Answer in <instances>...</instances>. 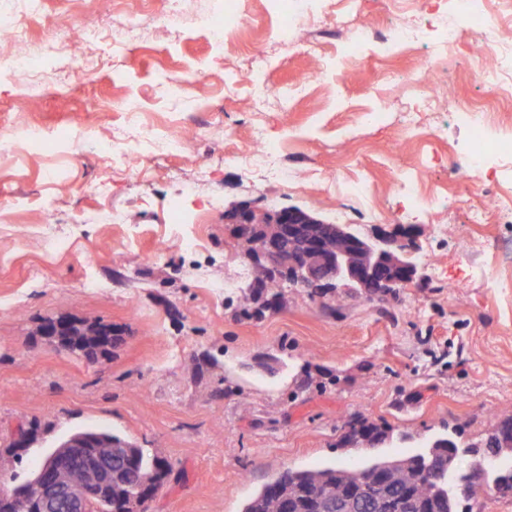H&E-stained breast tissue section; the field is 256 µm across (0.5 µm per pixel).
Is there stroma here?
<instances>
[{"mask_svg":"<svg viewBox=\"0 0 512 512\" xmlns=\"http://www.w3.org/2000/svg\"><path fill=\"white\" fill-rule=\"evenodd\" d=\"M169 7L152 0L124 44L100 42L85 75L71 58L38 55L70 8L46 0L27 21L44 77L33 89L11 78L13 49L0 45V137L35 127L50 142L0 152V473L27 480L71 434L104 428L169 463L147 512H241L288 468L414 452L453 428L461 444L480 443L512 407V294L467 273L495 265L512 226L473 223L490 196L455 169L471 144L456 114L489 105L491 134H506L512 94L480 80L481 56L454 53L439 64L436 108L418 132L405 129L416 100L404 77L453 24L448 0H324L284 48L270 42L279 17L268 0H240L243 24L221 45L205 22L224 0H186L176 33L164 28ZM396 22L426 25V44L381 40ZM359 26L373 38L351 57L341 45ZM252 71L276 88L311 80L259 111ZM195 73L202 81L171 100L167 78ZM132 102L159 134L185 137L186 151L154 153L127 174L105 163L101 143L132 134ZM364 109L385 121L360 127ZM259 135L281 142L280 177L244 160ZM400 167L434 208L411 210L397 194ZM357 178L368 204L339 191ZM239 205L300 208L364 235L413 228L423 276L389 299L284 280L264 317H251L261 269L224 221ZM436 224L447 237L434 238ZM187 237L194 248L182 247ZM241 271L245 287L221 289ZM62 314L110 325L121 340L96 364L44 343L36 326ZM356 417L389 428L392 441L339 447ZM22 425L34 439L17 449Z\"/></svg>","mask_w":512,"mask_h":512,"instance_id":"35a3bbf8","label":"stroma"}]
</instances>
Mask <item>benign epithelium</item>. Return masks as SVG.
Instances as JSON below:
<instances>
[{
  "label": "benign epithelium",
  "instance_id": "obj_1",
  "mask_svg": "<svg viewBox=\"0 0 512 512\" xmlns=\"http://www.w3.org/2000/svg\"><path fill=\"white\" fill-rule=\"evenodd\" d=\"M225 221L247 232L251 257L262 270L293 277L307 288L332 283L368 296H385L420 278L412 259L416 240L410 227L363 236L347 224H324L294 208L272 213L243 207L226 212ZM333 238L334 247L329 244ZM38 335L60 349L81 351L89 362L98 361L117 341L109 325L65 316L42 322ZM71 467L86 472L85 482L73 484L55 477ZM31 484L30 499H10L15 512H91L96 498L112 497L111 453L94 450L84 437L71 438L41 461ZM149 500L147 493L130 495L122 512H146Z\"/></svg>",
  "mask_w": 512,
  "mask_h": 512
}]
</instances>
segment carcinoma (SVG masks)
Segmentation results:
<instances>
[{
	"label": "carcinoma",
	"instance_id": "obj_1",
	"mask_svg": "<svg viewBox=\"0 0 512 512\" xmlns=\"http://www.w3.org/2000/svg\"><path fill=\"white\" fill-rule=\"evenodd\" d=\"M278 281H259L266 292L251 298L252 316L261 318L278 296ZM359 432L374 448L390 439L380 425L366 419ZM96 444L112 447V500L100 498L96 512H115L121 495L135 491L145 475L155 470L157 458L144 448L107 430L77 432ZM512 411L503 412L482 441L483 459L467 474L457 472L462 446L452 434L440 435L425 448L400 457L375 461L362 467L324 466L288 470L263 486L241 512H459L481 493L512 499V465L497 464L512 454Z\"/></svg>",
	"mask_w": 512,
	"mask_h": 512
}]
</instances>
